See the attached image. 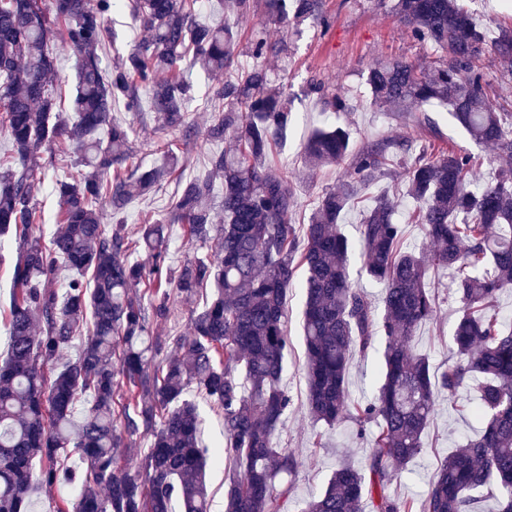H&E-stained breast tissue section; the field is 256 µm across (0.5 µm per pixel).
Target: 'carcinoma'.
<instances>
[{"label":"carcinoma","instance_id":"obj_1","mask_svg":"<svg viewBox=\"0 0 512 512\" xmlns=\"http://www.w3.org/2000/svg\"><path fill=\"white\" fill-rule=\"evenodd\" d=\"M224 16L198 17V0H0V134L11 144L0 158V236L16 244L10 273L13 298L6 314L9 350L0 361V512H30L31 493L63 481L60 455L73 451L85 469L79 494L56 512H211L209 462L226 460L224 512H281L298 460L274 445L291 398L282 387L288 358L286 294L297 269L305 271L303 336L308 409L333 425L352 419L360 434L376 423L365 465L345 459L327 486L301 512H480L482 493L494 490L498 512H512V332L490 311L512 288V113L486 93L479 67L490 50L512 68V27L493 40L462 0H394L392 13L414 38L445 54L427 70L402 59L381 61L367 73L371 104L387 112H421L444 105L476 143L492 148L498 176L472 188L471 158L453 150L419 154L403 166L408 194L418 202L415 222L429 244H404V225L387 195L367 207L357 243L366 274L385 282L376 312L350 277L351 246L341 232L345 209L361 188L385 175L391 143H371L349 157L348 133L317 131L305 144L310 167L347 164L345 177L319 199L297 234L291 179L268 163L292 119L288 95L273 84L262 60L279 54L264 24L252 33L261 63L235 80L217 83L224 102L206 137L225 142L205 177L184 180L169 211L126 232L118 215L181 169L183 158L166 136L191 140L187 61L210 76L235 63L237 32L230 18L248 14L250 0H224ZM269 15L328 26L322 0H267ZM122 9L147 33L135 49L104 63L99 46L107 19ZM76 56L72 112L60 111L54 44ZM324 105L348 109L344 92H327ZM154 113L158 165L128 170L134 128L116 122L121 103L133 114L143 102ZM75 148L74 171L53 183L58 230L37 234L43 216L37 195L55 153ZM224 197L214 206L216 182ZM184 227L189 242H213L212 254L173 271L165 266L167 231ZM133 250L148 256L133 262ZM71 277L62 290L54 275ZM454 270L457 319L455 360L435 371L415 338L437 312L429 271ZM210 285L211 298L190 312L191 335L170 353L153 336L150 320L169 317L172 297L193 302ZM78 356L46 374L84 324ZM385 341L381 378L367 403L350 399L353 359ZM213 400L224 418V449L200 438L189 385ZM473 388L481 433L438 463L424 499L415 503L387 486L424 450L423 437L438 398L454 400ZM91 396L82 417L74 407ZM150 437L143 455L118 459V449Z\"/></svg>","mask_w":512,"mask_h":512}]
</instances>
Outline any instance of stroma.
Wrapping results in <instances>:
<instances>
[{
	"instance_id": "obj_1",
	"label": "stroma",
	"mask_w": 512,
	"mask_h": 512,
	"mask_svg": "<svg viewBox=\"0 0 512 512\" xmlns=\"http://www.w3.org/2000/svg\"><path fill=\"white\" fill-rule=\"evenodd\" d=\"M328 25L312 21L298 24L288 20L269 19L265 0H252L251 12L238 19L241 36L236 48V64L224 73L225 79H236L255 63L250 53V31L265 23L267 36L286 50L285 55L268 59L270 77L283 87L293 106V119L281 144L274 148L269 162L283 172L293 174L292 191L297 202L296 224H306L319 198L334 187L342 176L340 168L331 166L308 173L302 148L319 128L343 126L350 136L352 149L381 140L400 142L412 139L416 152L452 149L479 157L481 163L471 175L473 182L485 184L497 174L498 162L491 149L475 144L451 117L438 106L427 109L428 119L419 123L404 112H384L370 103L365 85L368 68L381 57L403 58L424 68H435L443 57L430 44L413 38L410 31L392 15L384 0H323ZM343 86L349 99V111H326L321 97L311 89L312 81ZM117 122L133 125L137 131L127 167H147L158 155L153 147V115H135L117 106L113 112ZM177 191L176 182L165 184L148 198L133 201L123 214L128 231H137L146 217H161L169 210ZM382 194L393 197L397 214L406 219L416 208L406 193L402 170L390 165L389 173L377 183L367 186L362 195L370 199ZM405 242L421 246V225L408 223ZM429 286L437 299V315L422 325L416 336L417 348L429 355L433 368L442 369L453 360L448 344L457 305L451 297L452 277L448 270L432 273ZM304 293L301 282H294L286 298L288 336L291 347L283 379L291 398L285 425L276 433L278 447L288 449L299 465L289 475L291 496L283 512H300L311 496L325 488L342 455L364 461L369 451L368 437L359 435L352 420L330 426L315 421L307 411V386L302 371L305 346L302 336ZM382 344H375L367 357L355 359L350 367L348 389L352 399H370L377 383L382 358ZM469 392H462L456 404L440 401L433 422L424 437V452L407 465L388 487L390 495L403 499H421L426 493L441 459L453 448L475 437L480 425L470 412Z\"/></svg>"
}]
</instances>
